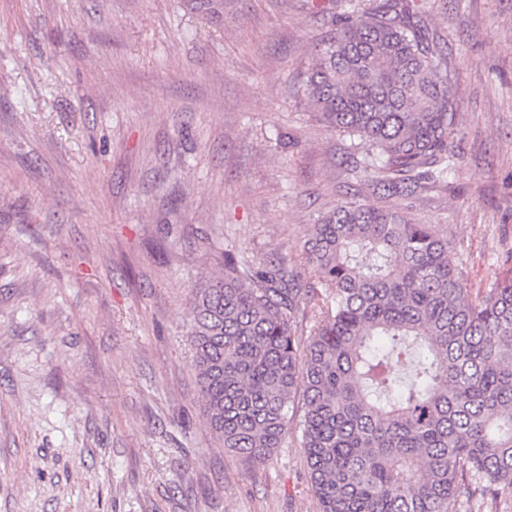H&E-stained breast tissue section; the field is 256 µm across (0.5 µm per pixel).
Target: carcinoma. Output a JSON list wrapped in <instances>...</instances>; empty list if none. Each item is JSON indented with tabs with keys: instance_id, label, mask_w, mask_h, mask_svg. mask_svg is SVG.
<instances>
[{
	"instance_id": "1",
	"label": "carcinoma",
	"mask_w": 512,
	"mask_h": 512,
	"mask_svg": "<svg viewBox=\"0 0 512 512\" xmlns=\"http://www.w3.org/2000/svg\"><path fill=\"white\" fill-rule=\"evenodd\" d=\"M346 2L307 105L368 146L362 172L388 194L447 180L453 71L431 0ZM184 4L224 21V0ZM302 260L316 282L286 257H226L194 289L198 399L223 446L261 462L299 435L320 512H454L462 480L512 488V268L475 291L448 238L356 202L313 225Z\"/></svg>"
}]
</instances>
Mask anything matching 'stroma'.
<instances>
[{"label":"stroma","instance_id":"obj_1","mask_svg":"<svg viewBox=\"0 0 512 512\" xmlns=\"http://www.w3.org/2000/svg\"><path fill=\"white\" fill-rule=\"evenodd\" d=\"M340 0H0V512H318L297 441L211 432L188 336L224 256L301 257L343 201L448 237L470 288L512 255V0H435L457 160L409 197L304 100ZM315 281L311 267H298ZM455 512H512L460 482ZM184 4L190 11L202 13L215 25L224 21V0H184Z\"/></svg>","mask_w":512,"mask_h":512}]
</instances>
